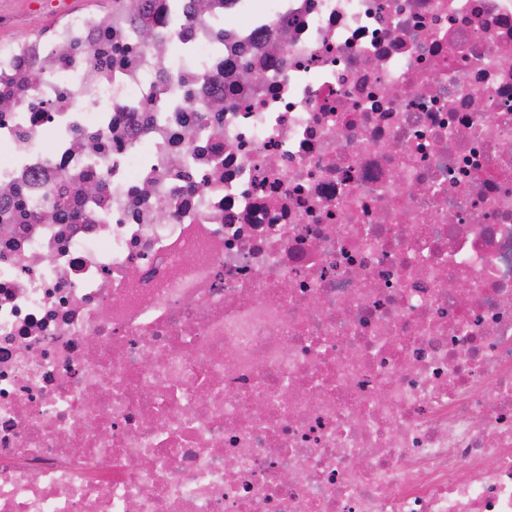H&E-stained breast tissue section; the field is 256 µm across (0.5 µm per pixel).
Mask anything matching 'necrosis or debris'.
<instances>
[{"label":"necrosis or debris","mask_w":512,"mask_h":512,"mask_svg":"<svg viewBox=\"0 0 512 512\" xmlns=\"http://www.w3.org/2000/svg\"><path fill=\"white\" fill-rule=\"evenodd\" d=\"M206 2L0 42V512H512V0Z\"/></svg>","instance_id":"4bbe7bcc"}]
</instances>
